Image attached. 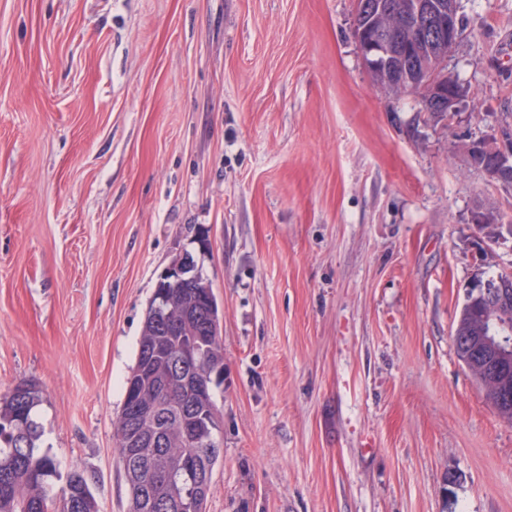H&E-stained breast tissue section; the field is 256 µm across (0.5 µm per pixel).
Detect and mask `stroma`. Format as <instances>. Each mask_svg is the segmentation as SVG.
<instances>
[{"mask_svg": "<svg viewBox=\"0 0 512 512\" xmlns=\"http://www.w3.org/2000/svg\"><path fill=\"white\" fill-rule=\"evenodd\" d=\"M458 15V117L425 122L355 0H0V397L40 390L99 512L128 509L114 422L185 250L223 312L205 512H512V422L452 338L512 269V188L466 152L512 125V0Z\"/></svg>", "mask_w": 512, "mask_h": 512, "instance_id": "35a3bbf8", "label": "stroma"}]
</instances>
